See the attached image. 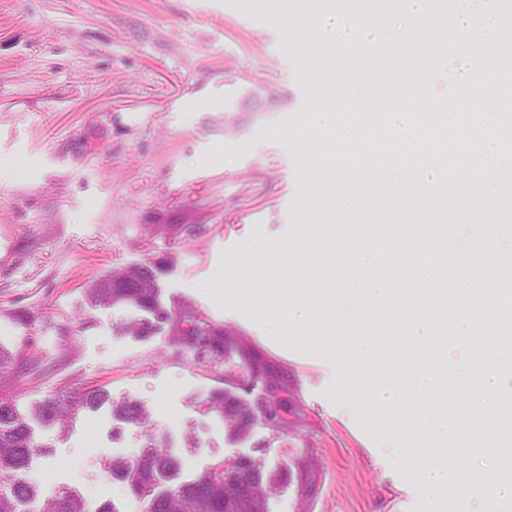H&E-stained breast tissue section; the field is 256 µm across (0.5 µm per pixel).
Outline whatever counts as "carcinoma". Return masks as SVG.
I'll use <instances>...</instances> for the list:
<instances>
[{"label": "carcinoma", "instance_id": "carcinoma-1", "mask_svg": "<svg viewBox=\"0 0 512 512\" xmlns=\"http://www.w3.org/2000/svg\"><path fill=\"white\" fill-rule=\"evenodd\" d=\"M501 283L496 289V305L501 317L509 321L512 319V287L506 278ZM91 292L103 306L130 305L150 314V318L127 329L134 336H148L157 325H168L174 342L186 356L200 368L222 378L226 387L210 396L206 409L220 416L232 435L248 434L256 419L262 416L273 435L293 432L299 435L304 447H315L311 424L303 417L296 391L288 379L223 325L194 306L184 303L175 310L165 308L159 301L152 267L115 273L96 282ZM511 344L512 330L504 327L483 337L480 350L487 361L499 348ZM259 381L265 387L260 398L248 401L238 395L237 390ZM107 401L108 394L101 389L52 394L40 401L33 415L63 430L80 411L95 409ZM288 408L296 417L292 425L277 414ZM116 413L126 422L145 423L144 411L135 402L117 406ZM475 418L487 426L503 427L512 423V406L506 403L501 413L481 412L475 414ZM39 448L14 400L0 394V512H24L20 506L29 502L38 504L34 512H87L86 503L79 495L64 489H41L26 480L31 458ZM107 469L128 483L142 503V512H224L226 479L231 476L235 477L232 488L243 504L238 512H264L263 502L282 481L281 477L266 473L260 460L241 457L231 462L220 461L194 480L159 492L160 480L175 477L181 462L152 437L134 460L114 459L107 464ZM319 479V465L311 453L305 452L288 464V481L303 487L306 506L316 492Z\"/></svg>", "mask_w": 512, "mask_h": 512}]
</instances>
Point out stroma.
I'll return each instance as SVG.
<instances>
[{"label": "stroma", "mask_w": 512, "mask_h": 512, "mask_svg": "<svg viewBox=\"0 0 512 512\" xmlns=\"http://www.w3.org/2000/svg\"><path fill=\"white\" fill-rule=\"evenodd\" d=\"M489 2L415 13L391 0L378 28L340 44L347 7L333 0H0V348L14 357L0 390L23 413L61 390L110 397L64 433L31 420L40 449L30 481L141 512L105 465L136 458L148 436L181 460V482L223 459L254 457L272 473L302 454L298 438L260 422L230 436L206 408L220 381L168 328L124 335L143 312L92 299L90 286L112 271L154 263L167 308L194 303L295 384L317 426L311 512H486L482 494L427 492L396 463L412 445L407 430L434 410L411 399L413 419L374 413L370 381L393 358L388 380L409 396L419 353L409 330L430 303L441 244L452 243V265L512 255V235L497 230L512 225V148L489 134L479 168L462 169L456 149L438 148L445 126L405 137L426 100L464 122L462 85L480 90L494 120L497 32L512 16ZM453 17L479 21L481 64L444 40ZM372 43L385 46L384 62L365 53ZM427 47L444 66L426 76ZM382 99L394 124L379 159L339 130L368 127ZM478 182L488 187L479 202ZM184 224L203 231L181 233ZM367 236L383 245L365 270L356 252ZM374 278L392 290L386 311L369 303L338 318ZM301 300L335 354L312 339L281 343L267 315ZM362 334L376 353L354 367L344 353ZM473 356L469 342L448 345L450 412L483 396ZM129 400L148 411L149 428L116 415Z\"/></svg>", "instance_id": "1"}]
</instances>
